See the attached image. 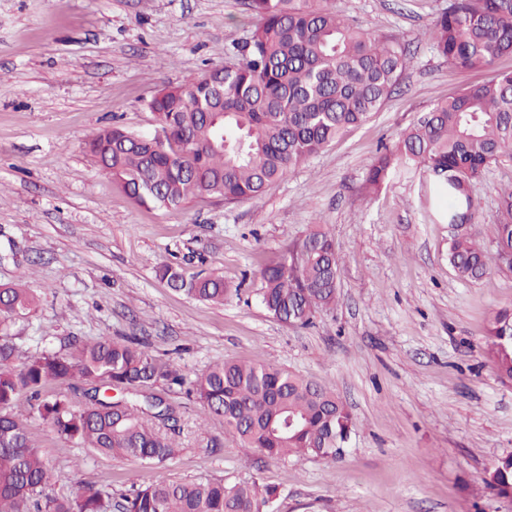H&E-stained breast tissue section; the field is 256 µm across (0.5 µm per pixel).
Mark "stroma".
I'll use <instances>...</instances> for the list:
<instances>
[{"mask_svg":"<svg viewBox=\"0 0 512 512\" xmlns=\"http://www.w3.org/2000/svg\"><path fill=\"white\" fill-rule=\"evenodd\" d=\"M447 4L333 0L359 28L405 45L397 90L262 196L165 210L133 202L87 141L115 124L154 134L152 95L224 65L255 28L245 0H0V284L25 285L36 302L9 323L20 356L133 336L189 380L224 360L279 365L333 387L357 420L336 461L271 458L239 448L186 388L159 386L178 407L180 451L140 464L64 440L23 395L15 410L55 471L47 493L255 479L277 487V512H512L484 482L512 454V383L485 352L512 274L455 277L429 172L406 168L364 192L379 148L433 103L512 71V56L458 69L437 53L426 32ZM508 184L502 161L473 187L489 249ZM317 224L335 241L339 299L293 327L260 304L261 272ZM168 263L188 278L220 273L235 294L215 305L175 291L158 274Z\"/></svg>","mask_w":512,"mask_h":512,"instance_id":"35a3bbf8","label":"stroma"}]
</instances>
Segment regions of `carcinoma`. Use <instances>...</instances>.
Returning a JSON list of instances; mask_svg holds the SVG:
<instances>
[{"label":"carcinoma","mask_w":512,"mask_h":512,"mask_svg":"<svg viewBox=\"0 0 512 512\" xmlns=\"http://www.w3.org/2000/svg\"><path fill=\"white\" fill-rule=\"evenodd\" d=\"M260 23L238 46L236 61L215 67L188 87L167 86L149 101L158 134L147 137L114 124L88 141L102 170L137 204L178 209L193 198L221 197L233 204L256 198L294 167L319 153L349 127L366 122L399 84L405 46L353 26L332 0H247ZM435 49L455 68H483L512 54V0H448L428 30ZM512 160V73L435 103L393 147H385L365 183L378 192L411 164L434 176L433 195L448 201V265L476 282L491 270L512 272V185L501 191L494 251L480 242L472 222V186L493 161ZM168 284L201 300L224 303L230 289L220 275L184 279L171 265ZM338 259L329 233L318 226L288 246L262 273L259 300L277 320L307 327L336 305ZM27 288L0 285V512H273L277 489L255 479L161 481L112 501L88 488L51 496L48 461L30 443L27 424L12 412L18 398L80 448L114 459L160 463L177 452L163 430L176 409L151 393L157 385L185 384L171 363L133 337H103L68 353L26 358L5 333L28 311ZM487 354L499 378L512 382V307L490 321ZM89 385L75 403L70 389ZM47 385L59 391L42 397ZM189 393L208 416L246 451L275 458L336 461V444L355 421L336 391L273 364L226 360L190 382ZM117 388L120 399L106 396ZM512 495V454L484 479Z\"/></svg>","instance_id":"1"}]
</instances>
